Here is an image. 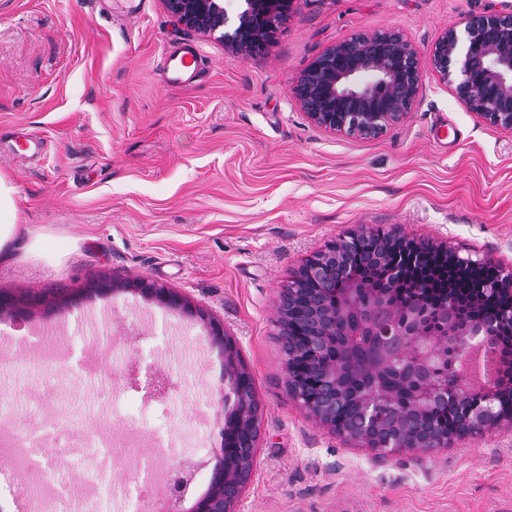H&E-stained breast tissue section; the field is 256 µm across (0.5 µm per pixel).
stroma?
I'll list each match as a JSON object with an SVG mask.
<instances>
[{
	"instance_id": "35a3bbf8",
	"label": "stroma",
	"mask_w": 512,
	"mask_h": 512,
	"mask_svg": "<svg viewBox=\"0 0 512 512\" xmlns=\"http://www.w3.org/2000/svg\"><path fill=\"white\" fill-rule=\"evenodd\" d=\"M503 0H296L257 56L176 25L162 0H0V171L23 223L56 234L59 261L0 265V289L33 301L28 328L88 358L110 342L158 363L168 405L141 408L66 366L22 361L0 318V420L78 422L208 487L224 417V357L200 322L130 293L82 300L96 280L146 278L223 319L260 403L256 469L238 512H512V428L425 453L375 449L319 427L288 393L277 305L293 271L362 226L401 230L512 267V130L486 125L428 51ZM395 30L421 50L418 101L371 137L307 118L295 79L327 47ZM198 75L167 84L166 48ZM34 137L46 153L17 147ZM165 455H158L157 444Z\"/></svg>"
}]
</instances>
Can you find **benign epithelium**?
I'll use <instances>...</instances> for the list:
<instances>
[{
    "label": "benign epithelium",
    "mask_w": 512,
    "mask_h": 512,
    "mask_svg": "<svg viewBox=\"0 0 512 512\" xmlns=\"http://www.w3.org/2000/svg\"><path fill=\"white\" fill-rule=\"evenodd\" d=\"M233 32H224V0H163L177 25L204 34L246 52L261 53L286 21L295 0H243ZM433 69L451 83L456 97L486 124L512 130V3L495 13L472 17L463 33L446 30L429 51ZM420 51L399 32L360 35L325 49L297 81L299 99L316 125L349 135L371 136L406 118L422 85ZM367 226L316 255L293 275L279 296L278 314L288 391L318 424L336 430V415L351 408L355 420L341 430L350 440L370 448L384 445L429 451L448 442L426 431L418 419L431 403L452 399L460 408V426L454 437H477L503 421L512 425V413L499 407V396L512 390V353L498 355L500 371L494 383L481 390L463 385L460 375L443 384L434 374V359L457 368L471 349L470 337L512 323V303L493 318L483 314L489 295L512 297V271L498 267L494 277L477 285L478 293L465 306L448 298L430 307L401 305L390 298L391 289L406 280L407 270L388 262L391 247L412 252L421 265L438 259L455 267L479 269L493 265L491 258H462L443 247L415 242L396 232L380 240L371 262L384 268L385 288L369 301L366 286L354 274L353 245L369 239ZM321 285L319 297L305 303L302 285ZM129 292L148 303L179 312L202 323L214 346L224 355L226 410L221 430L234 432L235 452L214 449L216 463L204 494L190 512H237L236 506L251 482L259 448V406L255 392H246L250 373L241 363L234 338L224 321L193 304L184 294L146 279L116 281L103 278L84 290L82 297ZM341 294L339 307L326 296ZM31 307L7 291H0V316L26 317ZM398 354L408 365L401 382L405 390L386 382L391 372L386 358ZM394 410L385 420L381 409ZM194 475L187 463L171 468L166 489L167 512L180 505Z\"/></svg>",
    "instance_id": "obj_1"
}]
</instances>
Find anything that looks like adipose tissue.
Masks as SVG:
<instances>
[{
	"label": "adipose tissue",
	"instance_id": "1",
	"mask_svg": "<svg viewBox=\"0 0 512 512\" xmlns=\"http://www.w3.org/2000/svg\"><path fill=\"white\" fill-rule=\"evenodd\" d=\"M12 179L0 172V263H18L33 256L61 258L58 238L21 223Z\"/></svg>",
	"mask_w": 512,
	"mask_h": 512
}]
</instances>
